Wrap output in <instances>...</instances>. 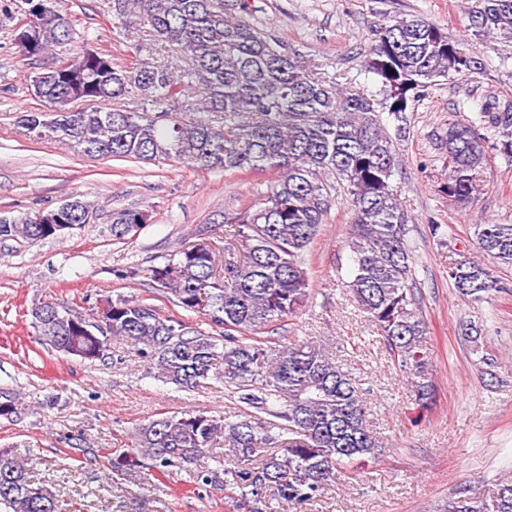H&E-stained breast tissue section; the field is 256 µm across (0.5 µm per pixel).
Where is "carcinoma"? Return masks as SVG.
<instances>
[{
  "label": "carcinoma",
  "instance_id": "1",
  "mask_svg": "<svg viewBox=\"0 0 512 512\" xmlns=\"http://www.w3.org/2000/svg\"><path fill=\"white\" fill-rule=\"evenodd\" d=\"M471 28L477 36H512V0H476ZM130 33H146L175 55L166 61L138 59L130 66L112 54L77 52L79 67L45 70L42 95L62 100L54 114L28 112L29 131L46 129L87 158L150 162L159 157L201 169L268 176L259 202L240 211L213 214L194 232L198 242L181 246L151 269L152 288L169 302L199 314L209 328L171 319L149 304L119 296L103 299L112 330L104 333L84 315L53 301L32 309L42 345L88 361L104 360L120 341L131 342L157 370V378L183 389L221 379L240 402L266 417L220 420L203 410L163 415L140 425L131 454L111 458L112 470L184 471L200 486L225 489L224 462H204L217 437L226 456L265 446L268 453L236 473L238 501L262 512L271 500L301 505L315 499L335 471L351 473L379 458L381 448L366 421L361 384L336 357L310 342L274 348L258 336L293 317L309 296L308 253L326 223L336 195L351 207L352 266L345 288L367 313L391 360L414 397L410 422L418 424L433 403L429 332L413 287L414 258L409 216L393 176L399 159L393 136L381 124L372 99L343 90L303 65L298 54L252 24L248 0H111ZM69 14L37 15L21 47L29 58L55 55L74 42ZM475 58L448 31L419 15L393 17L376 29L365 66L380 80L396 118L411 94L475 69ZM137 96L146 109L112 106ZM82 102L85 107L73 109ZM500 129V153L512 160V113L486 112ZM451 171L442 191L466 202L477 190L485 159L484 138L464 124L448 128ZM55 224L79 226L98 219L78 196L45 211ZM38 215L0 214V242L37 243L62 238L37 223ZM149 211L121 207L107 215L116 240L134 236ZM235 226L216 267L212 228ZM480 252L512 267V223L476 224ZM448 278L472 302L498 282L474 260L449 263ZM0 512H57L55 494L31 478L28 458L0 451ZM445 512H512V484L488 500L465 496Z\"/></svg>",
  "mask_w": 512,
  "mask_h": 512
}]
</instances>
